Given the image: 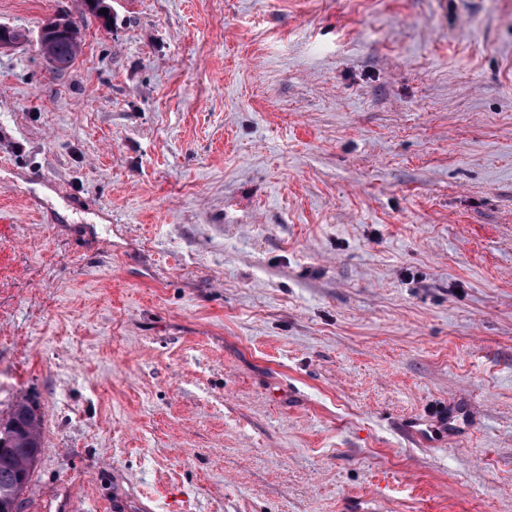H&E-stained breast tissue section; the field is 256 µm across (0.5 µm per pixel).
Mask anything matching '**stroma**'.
I'll list each match as a JSON object with an SVG mask.
<instances>
[{"label": "stroma", "instance_id": "obj_1", "mask_svg": "<svg viewBox=\"0 0 512 512\" xmlns=\"http://www.w3.org/2000/svg\"><path fill=\"white\" fill-rule=\"evenodd\" d=\"M0 26L24 512H512V0H0ZM67 21L68 18L62 15L47 20L39 30L37 38L42 54L52 64L57 65L58 62L60 67H56V69L60 70L68 68L79 54L78 47L72 38L65 35L58 36L68 29ZM53 41L57 62L51 48Z\"/></svg>", "mask_w": 512, "mask_h": 512}]
</instances>
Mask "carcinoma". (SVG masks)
<instances>
[{
  "label": "carcinoma",
  "mask_w": 512,
  "mask_h": 512,
  "mask_svg": "<svg viewBox=\"0 0 512 512\" xmlns=\"http://www.w3.org/2000/svg\"><path fill=\"white\" fill-rule=\"evenodd\" d=\"M53 46L62 70L79 54L74 40L65 35L56 37ZM41 425L39 408L29 399L16 402L0 421V512H11L29 486L31 471L45 452Z\"/></svg>",
  "instance_id": "cac0c4a2"
}]
</instances>
